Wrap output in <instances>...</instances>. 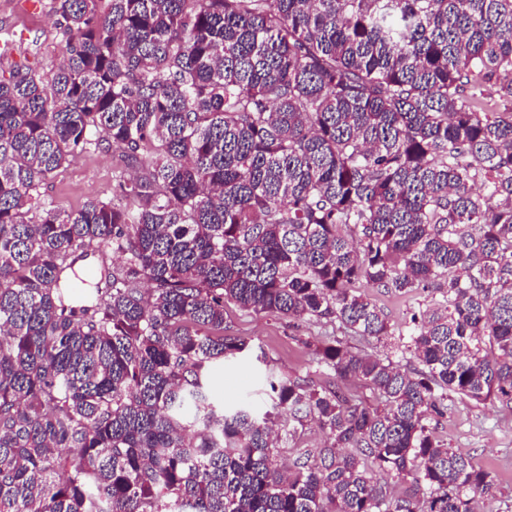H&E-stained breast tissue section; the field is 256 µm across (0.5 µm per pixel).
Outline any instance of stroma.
I'll list each match as a JSON object with an SVG mask.
<instances>
[{"label":"stroma","instance_id":"stroma-1","mask_svg":"<svg viewBox=\"0 0 512 512\" xmlns=\"http://www.w3.org/2000/svg\"><path fill=\"white\" fill-rule=\"evenodd\" d=\"M0 29L13 34L10 52L0 57V68L24 60L38 62L47 72L58 66L62 33L50 0H0ZM119 165L117 152L89 149L47 181L43 197L66 209L80 208L91 199L110 198L112 175ZM363 294L383 313L389 335L380 342L353 337L350 345L362 353L387 356L415 367L406 350L411 316L441 301V293L421 290L396 295L367 288ZM224 332L245 338L252 346L244 361L225 366L213 380L225 404L234 405L246 398L256 405L265 404L259 375L268 367L284 377L341 388L346 395L361 400L371 397L359 383L339 382L333 372L311 360L313 346L336 335V326L256 314L229 303L224 307ZM431 428L448 448L495 476L499 491L494 500H480L478 512H512V407L494 400L476 404L456 396L449 403L447 417L432 423Z\"/></svg>","mask_w":512,"mask_h":512}]
</instances>
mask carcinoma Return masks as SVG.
Segmentation results:
<instances>
[{
    "label": "carcinoma",
    "instance_id": "cac0c4a2",
    "mask_svg": "<svg viewBox=\"0 0 512 512\" xmlns=\"http://www.w3.org/2000/svg\"><path fill=\"white\" fill-rule=\"evenodd\" d=\"M100 2L54 0L56 70L0 74V512L495 497L429 423L452 394L512 404V0ZM91 147L119 151L112 198L46 202ZM90 253L122 264L86 292ZM361 284L442 290L412 317L421 368L336 339L313 361L374 402L287 377L263 414L213 396L250 351L224 303L380 342ZM307 420L326 442L285 476Z\"/></svg>",
    "mask_w": 512,
    "mask_h": 512
}]
</instances>
